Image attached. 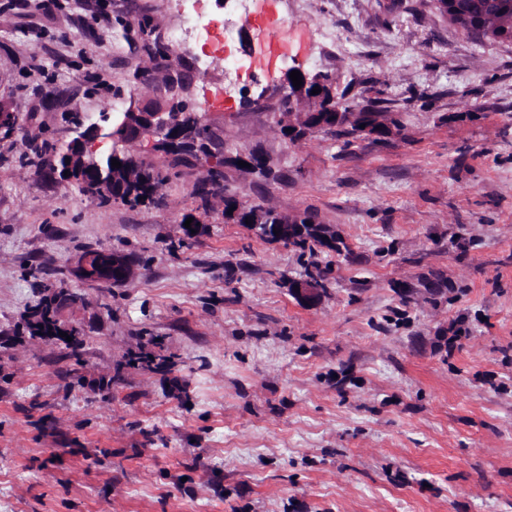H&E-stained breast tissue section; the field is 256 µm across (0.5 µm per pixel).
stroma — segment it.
<instances>
[{"mask_svg":"<svg viewBox=\"0 0 512 512\" xmlns=\"http://www.w3.org/2000/svg\"><path fill=\"white\" fill-rule=\"evenodd\" d=\"M225 2L0 0V107L16 118L0 134V512H512V43L468 38L435 0H267L295 44L240 73L246 107L214 101L221 62L147 56ZM293 67L398 113L401 133L290 143L273 114ZM167 71L193 107L212 100L223 156L257 150L279 174L229 163L224 186L335 228L343 255L225 221L196 194L204 160L151 140L123 149L165 175L159 206L104 204L24 164L113 99L161 100ZM100 248L132 256L131 283L74 274ZM314 264L328 287L306 306L291 284ZM59 291L77 297L57 312L71 344L18 334Z\"/></svg>","mask_w":512,"mask_h":512,"instance_id":"stroma-1","label":"stroma"}]
</instances>
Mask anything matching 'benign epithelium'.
Masks as SVG:
<instances>
[{"instance_id":"1","label":"benign epithelium","mask_w":512,"mask_h":512,"mask_svg":"<svg viewBox=\"0 0 512 512\" xmlns=\"http://www.w3.org/2000/svg\"><path fill=\"white\" fill-rule=\"evenodd\" d=\"M300 76H302V86L299 89L293 86L291 79H286L283 90L287 93V102L277 115V122L281 127L290 129L286 138L295 142L312 131L326 128L325 124H316L309 117L296 119L306 95L311 93L314 87L322 86V80L312 74L302 70ZM176 103L177 98H166L147 112L134 109L124 113L123 121L137 138L150 137L158 139L160 144L165 141L176 144L183 138V135L178 133V120L176 113L173 112V106ZM346 117L347 124L355 126L357 133L361 135L374 137L394 132L392 128L388 130L384 127L363 124L364 114L360 105L351 106ZM111 121V114L106 113L101 116V122L89 125L69 142L70 150L64 153L69 162L61 163L59 157L53 156L49 163L50 169L66 181L78 178L100 193L106 196L112 195L115 178L106 177L98 172L95 152L87 148L91 140L112 137ZM304 219L303 213L280 216L279 223L272 225V229L279 231L277 239L289 242L306 234L308 225L302 223ZM75 274L85 281L122 286L134 279L135 269L128 257L102 248L82 253L77 260ZM292 291L297 300L305 305H313L321 297V288L309 278L294 282Z\"/></svg>"}]
</instances>
